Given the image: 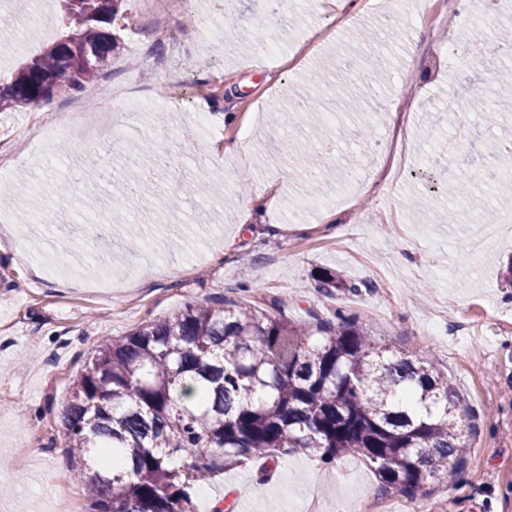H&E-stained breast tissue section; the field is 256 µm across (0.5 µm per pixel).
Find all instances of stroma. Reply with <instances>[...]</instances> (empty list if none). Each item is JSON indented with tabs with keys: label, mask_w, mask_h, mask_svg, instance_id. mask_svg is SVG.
I'll use <instances>...</instances> for the list:
<instances>
[{
	"label": "stroma",
	"mask_w": 512,
	"mask_h": 512,
	"mask_svg": "<svg viewBox=\"0 0 512 512\" xmlns=\"http://www.w3.org/2000/svg\"><path fill=\"white\" fill-rule=\"evenodd\" d=\"M400 17L365 6L345 25L334 20L335 0H288L269 20L263 0H211L215 21L201 27L188 14L166 13L167 36L156 39L153 0H124L123 27L108 68L113 91L149 98L151 112L131 114L111 103L57 96L40 110L0 112V156L9 155L11 188L0 191V512H67L56 474L70 476L59 415L68 386L52 375L79 372L100 337L122 336L147 320L211 298L262 306L278 301L290 320L340 311L373 327L394 350L431 360L447 373L478 417L472 452L458 472L417 499L423 512H512V285L503 271L512 257V229L486 250L481 269L470 252L486 172L500 165L512 143V112L497 126L477 114L460 115L464 90L489 86L494 69H512L499 49L502 28H512V7L494 14L463 42L484 44V62L448 60L455 15L429 26L421 14L444 9L443 0H402ZM58 0L44 18L20 31L0 32L14 50L0 63L9 75L42 51L58 28ZM277 42L284 63H247L244 46L259 37ZM346 97L323 104L325 120L292 124L271 138L276 111L316 97L322 86ZM403 111L418 154L401 178L362 183L382 164L378 142L389 140L392 114ZM103 111L116 126L98 155L117 172L88 180L82 196L94 199L85 230L71 221L57 183L83 167L80 140L62 144L55 117ZM205 112L210 134L201 137L196 115ZM468 122V140L449 155L450 127ZM259 132L248 152L210 167L213 141L239 139L246 125ZM148 144L171 159L163 174L143 170L140 183L124 171ZM308 151L333 172L319 185V211L306 223L288 221L290 207L309 198V175L288 161L289 148ZM280 174L282 190L273 223L239 225L235 215L255 183ZM206 176L213 191L187 187ZM467 181L473 197L455 223L442 221L448 189ZM122 199L114 210L113 199ZM47 213L42 224L30 211ZM332 271L359 292L323 291L316 278ZM29 455L15 465L19 442ZM195 497L198 512L229 497L232 512H349L353 503L380 501L405 512L408 501L382 488L362 459L345 456L326 465L297 451L271 469L261 461L225 470Z\"/></svg>",
	"instance_id": "35a3bbf8"
}]
</instances>
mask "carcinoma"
Instances as JSON below:
<instances>
[{"mask_svg": "<svg viewBox=\"0 0 512 512\" xmlns=\"http://www.w3.org/2000/svg\"><path fill=\"white\" fill-rule=\"evenodd\" d=\"M124 0H61L62 33L0 77V112L79 93L117 48ZM318 339L270 308L208 299L102 337L60 413L89 512H196L197 487L289 448L365 459L410 501L470 448L461 402L430 361L393 351L355 317H317ZM201 391L186 402L187 382Z\"/></svg>", "mask_w": 512, "mask_h": 512, "instance_id": "cac0c4a2", "label": "carcinoma"}]
</instances>
